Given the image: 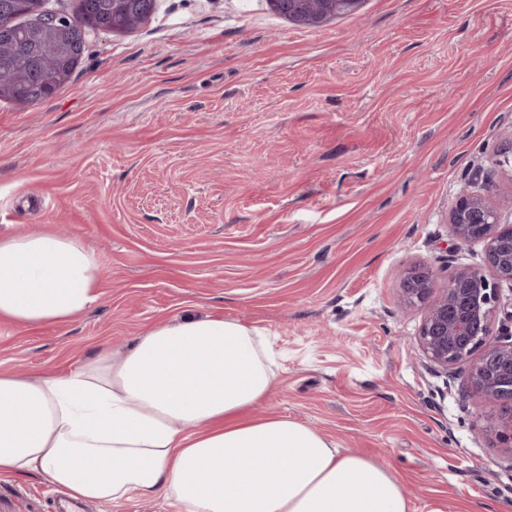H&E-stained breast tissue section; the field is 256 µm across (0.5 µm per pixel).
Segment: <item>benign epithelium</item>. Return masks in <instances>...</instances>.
<instances>
[{
    "label": "benign epithelium",
    "instance_id": "benign-epithelium-1",
    "mask_svg": "<svg viewBox=\"0 0 512 512\" xmlns=\"http://www.w3.org/2000/svg\"><path fill=\"white\" fill-rule=\"evenodd\" d=\"M302 27H320L338 14L358 8L362 0H271ZM448 224L456 245L481 243L485 268H460L440 288L436 273L425 264L409 267L402 279L398 309H420L423 320L418 344L438 372L448 374L471 364L468 390L497 403L500 419L512 430V337L494 340L498 316L512 322V224L501 222L500 209L463 188Z\"/></svg>",
    "mask_w": 512,
    "mask_h": 512
}]
</instances>
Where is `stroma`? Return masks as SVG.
<instances>
[{"label": "stroma", "instance_id": "1", "mask_svg": "<svg viewBox=\"0 0 512 512\" xmlns=\"http://www.w3.org/2000/svg\"><path fill=\"white\" fill-rule=\"evenodd\" d=\"M512 0H362L319 28L270 0H158L92 34L70 80L0 101V235H77L102 267L67 324H0V371L65 374L185 315L262 329L260 415L389 465L411 512H512L499 409L433 372L413 264L482 267L448 213L464 185L512 198ZM38 475L0 512H50Z\"/></svg>", "mask_w": 512, "mask_h": 512}]
</instances>
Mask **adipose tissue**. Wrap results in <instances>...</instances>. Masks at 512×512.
Listing matches in <instances>:
<instances>
[{
  "mask_svg": "<svg viewBox=\"0 0 512 512\" xmlns=\"http://www.w3.org/2000/svg\"><path fill=\"white\" fill-rule=\"evenodd\" d=\"M101 277L78 237L0 239V321H73ZM274 367L263 330L188 315L67 374L0 372V474H40L75 502L162 497L175 512H410L389 467L301 422L252 417Z\"/></svg>",
  "mask_w": 512,
  "mask_h": 512,
  "instance_id": "ef3b65f1",
  "label": "adipose tissue"
}]
</instances>
